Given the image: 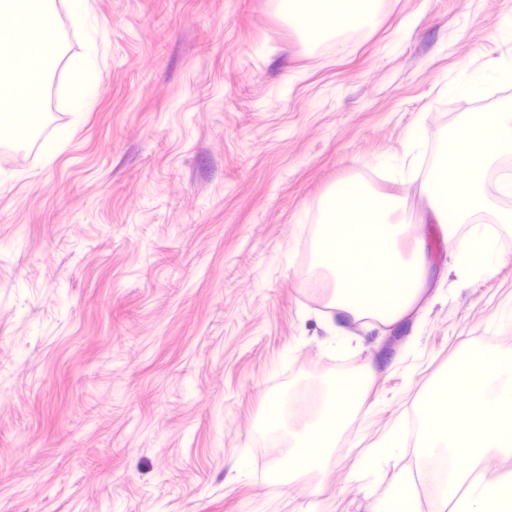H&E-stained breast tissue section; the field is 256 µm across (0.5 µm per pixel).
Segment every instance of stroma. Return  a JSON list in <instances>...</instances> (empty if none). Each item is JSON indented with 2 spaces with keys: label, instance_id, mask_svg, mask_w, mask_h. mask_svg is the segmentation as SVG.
<instances>
[{
  "label": "stroma",
  "instance_id": "1",
  "mask_svg": "<svg viewBox=\"0 0 512 512\" xmlns=\"http://www.w3.org/2000/svg\"><path fill=\"white\" fill-rule=\"evenodd\" d=\"M99 63L74 110L88 38L70 0L26 49H60L52 105L0 116V512H392L424 468L387 448L398 423L497 319L512 331V256L425 288L403 333L353 322L312 267L321 202L341 183L395 195L392 224L433 215V143L472 102L512 107V0H378L369 29L314 51L276 0H88ZM475 92L451 93L458 72ZM344 371L346 403L314 476L268 472L286 448L268 400ZM314 488L306 495L304 487Z\"/></svg>",
  "mask_w": 512,
  "mask_h": 512
}]
</instances>
